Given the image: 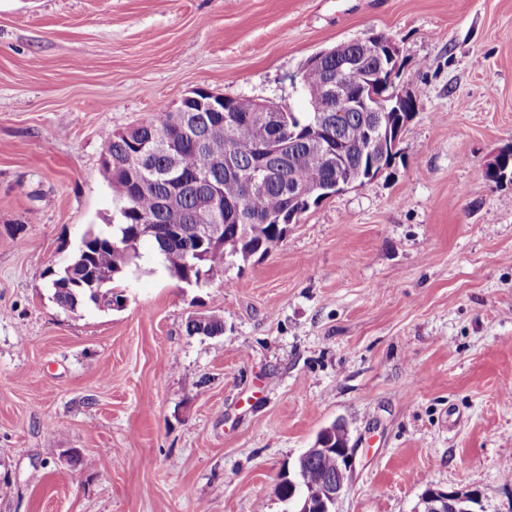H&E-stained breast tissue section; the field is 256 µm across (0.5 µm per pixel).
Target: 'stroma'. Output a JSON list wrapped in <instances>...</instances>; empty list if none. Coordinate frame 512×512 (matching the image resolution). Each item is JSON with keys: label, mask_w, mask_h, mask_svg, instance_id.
I'll list each match as a JSON object with an SVG mask.
<instances>
[{"label": "stroma", "mask_w": 512, "mask_h": 512, "mask_svg": "<svg viewBox=\"0 0 512 512\" xmlns=\"http://www.w3.org/2000/svg\"><path fill=\"white\" fill-rule=\"evenodd\" d=\"M374 33L417 104L387 169L223 277L146 259L123 308L56 305L45 270L116 212L107 133L200 87L307 111L304 62ZM507 148L512 0H0V512H288L337 421L335 512H512ZM202 323H197L191 318L186 323L188 335L219 336L224 333V321L216 315H209ZM334 443H336L335 446L331 448ZM322 455H335L336 468L333 457ZM308 459L313 460L307 467L310 481L304 492L314 491L318 484L320 488L315 497L311 494L300 497L303 489L301 475ZM354 465L355 450L349 447L347 428L343 423L336 422L324 428L313 448H307L300 455L295 472L292 475L290 472L288 475L285 474L279 482L282 485H277V494L284 502L293 504L298 501L295 512H334L330 507L335 506L345 492ZM332 474H334L333 477L319 482L321 476ZM469 497L472 496L431 487L421 496L418 512H465L463 504Z\"/></svg>", "instance_id": "stroma-1"}]
</instances>
